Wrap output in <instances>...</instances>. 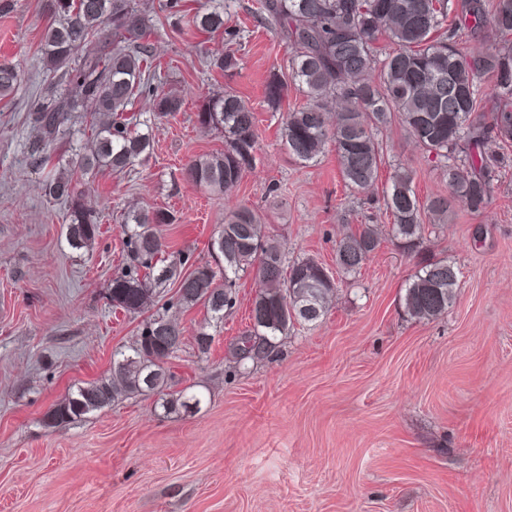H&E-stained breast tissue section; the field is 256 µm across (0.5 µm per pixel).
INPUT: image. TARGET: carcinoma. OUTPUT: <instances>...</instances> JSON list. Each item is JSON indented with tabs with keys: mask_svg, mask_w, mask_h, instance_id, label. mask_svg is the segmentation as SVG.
Here are the masks:
<instances>
[{
	"mask_svg": "<svg viewBox=\"0 0 512 512\" xmlns=\"http://www.w3.org/2000/svg\"><path fill=\"white\" fill-rule=\"evenodd\" d=\"M53 19L43 32L44 64L62 71L75 93L51 95L32 108L38 137L31 146L34 163L48 168L45 191L69 202L65 236L75 250H90L100 233L96 210L78 181L99 172L132 171L153 148L151 126L129 127L126 113L134 99L151 94L145 39L151 18L137 0H45ZM259 17L273 22L288 51V75L306 101L288 110L282 142L296 163L317 160L334 147L345 187L366 193L374 187L384 161L382 131L396 121L405 127L431 161L448 169V185L471 211L492 199L491 160L482 151L494 137L512 142V0H260ZM194 28L213 33L224 28V13H196ZM487 44L474 55L466 39ZM378 77H373L374 72ZM20 82L18 70L0 64V100ZM285 81L272 75L265 88L269 109L279 112ZM497 102L484 111L486 99ZM176 95L153 98V121L181 110ZM91 107L92 148L71 154L65 165L53 161L55 146L77 134L74 112ZM197 124L224 135V152L187 162L185 181L214 194L236 187L251 167L257 146L252 108L232 91L209 96L196 113ZM412 171L397 166L383 191L392 219L390 233L399 247L420 252L423 216L448 214V199L420 201ZM175 215L138 208L122 214L126 248L134 270L112 279V302L130 314H147L132 345L115 352L110 376L78 386L46 413L57 426L80 419L133 394L160 395L171 411L192 412L202 397L185 388L170 391L168 360L180 349L183 328L165 307L203 306L209 319L223 323L235 304L237 280L252 272L262 282L251 307L253 332L243 338L242 358L260 359L294 327L315 324L326 313L336 288L332 272L301 258L286 261L278 244L264 233L261 215L246 205L225 212L212 236L222 279L211 264L184 271L182 257L166 264L162 227ZM376 224H363L336 242V271L357 274L381 244ZM177 286L176 302H162V290ZM458 271L444 261H423L403 296L405 311L435 319L456 300Z\"/></svg>",
	"mask_w": 512,
	"mask_h": 512,
	"instance_id": "obj_1",
	"label": "carcinoma"
}]
</instances>
